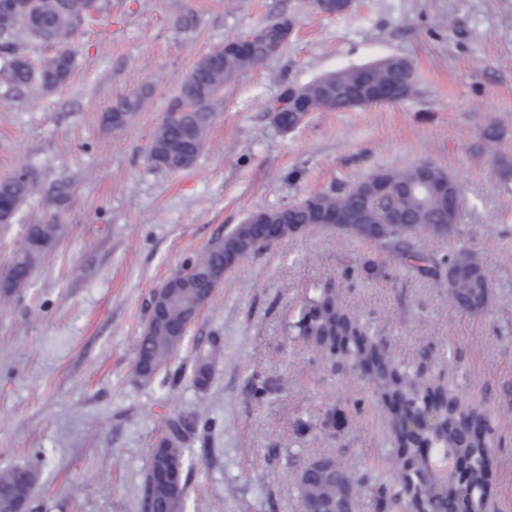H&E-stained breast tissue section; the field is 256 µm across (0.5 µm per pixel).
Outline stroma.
<instances>
[{
  "label": "stroma",
  "instance_id": "35a3bbf8",
  "mask_svg": "<svg viewBox=\"0 0 512 512\" xmlns=\"http://www.w3.org/2000/svg\"><path fill=\"white\" fill-rule=\"evenodd\" d=\"M78 26L66 85L38 95L0 82V179L36 191L0 224V266L26 225L60 238L29 285L0 306V471L36 472L38 512H141L151 449L166 420L204 415L186 460V512H303L298 476L335 461L365 477L355 512L380 510L398 448L368 378L332 372L303 334L325 282L397 361L431 357L450 392L494 429L492 512H512V0H352L327 15L312 0H109ZM277 17L294 30L268 63L224 83L206 146L170 173L146 148L194 63ZM390 57L409 59L417 91L401 102L308 113L291 132L269 104L285 84ZM145 94L120 132L113 100ZM496 128V157L484 135ZM428 160L459 183L463 208L437 254L484 267L492 306L467 312L374 242L308 227L243 260L201 309L190 340L147 382L133 374L150 293L249 213L352 185L379 168ZM374 260L377 271L365 270ZM223 353L206 389L190 373L196 342Z\"/></svg>",
  "mask_w": 512,
  "mask_h": 512
}]
</instances>
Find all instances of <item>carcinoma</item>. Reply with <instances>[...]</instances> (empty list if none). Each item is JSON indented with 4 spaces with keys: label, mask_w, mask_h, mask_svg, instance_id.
<instances>
[{
    "label": "carcinoma",
    "mask_w": 512,
    "mask_h": 512,
    "mask_svg": "<svg viewBox=\"0 0 512 512\" xmlns=\"http://www.w3.org/2000/svg\"><path fill=\"white\" fill-rule=\"evenodd\" d=\"M12 7L0 9V79L16 90L47 92L65 84L71 77L75 60L67 46L74 32L70 13L78 6L84 20L93 23L100 14L101 0H11ZM38 17L41 25L27 30L35 40L55 47L50 58L34 63L21 55L17 33L24 20ZM286 18L269 21L259 29L263 39L249 47L218 46L201 58L187 74L179 93L169 103L157 131L150 141L146 156L150 163L177 173L192 166L206 142L209 125L214 117L216 98L224 81L237 72L263 65L275 56L286 42ZM388 88L404 100L415 93L414 66L408 59L392 57L378 62L344 69L324 75L304 85L288 84L279 98L286 101L280 108L270 105L274 124L284 132L299 126L297 114L316 110L356 109L377 104L376 92ZM144 95L118 99L104 115L105 122L114 131L127 127L143 104ZM428 178L433 186L446 184L462 199L457 181L448 171L428 163ZM421 163L402 169H379L360 180L362 190L348 188L342 192H323L303 199L286 208L257 210L244 222L228 231L229 239L214 237L193 260L183 268L184 275L167 279L165 295L150 297L148 321L136 340L134 375L144 381L152 379L167 367L174 354L183 345L201 308L216 289L224 284L230 270L224 264V248L232 250L238 261L257 255L267 249L265 225L276 226L277 240H285L304 229L320 224L377 243L394 258L407 263L418 272L436 279L446 289L448 302L458 308L474 303L481 308L491 300V282L481 265L466 252H450L438 259L431 249H424L419 238H439L436 225H448L454 232L459 214L448 215V196L419 185ZM33 192V180L25 172L15 173L0 180V203L12 211ZM399 213L401 223H387L388 212ZM61 233L59 224H31L13 251L9 262L0 270V304L25 287L36 264L49 252ZM447 269V276L440 275ZM303 333L316 337V344L333 353L336 339L347 340L341 361L349 366L371 362L369 381L382 400L399 397L410 403L435 387L427 377L397 374L393 359L386 351H377L374 345L357 341L362 335L359 327L339 305V292L327 285L304 316ZM222 348L212 339L206 346H196L191 382L199 388L208 387L213 367ZM484 419V414L462 399L448 395L438 423L429 431L438 437L437 447L452 448L470 466V477L464 487H448V498L461 493L471 496L472 512H485V486L490 448L486 442L470 434L469 428ZM181 415L167 419L164 432L154 445L159 452L150 456L147 473L141 488V512H185L188 476L184 473L187 440L196 428V421ZM176 467L181 470V486L171 487L160 480V474ZM423 461L407 456L397 464L394 485L397 491L388 494L383 484L377 487L382 506L407 500L427 512H440L442 504L425 479ZM36 474L29 470L0 471V512H14L19 498L33 488ZM353 486L349 474L338 468L312 470L302 484L303 502L319 499L336 503L345 488Z\"/></svg>",
    "instance_id": "1"
}]
</instances>
